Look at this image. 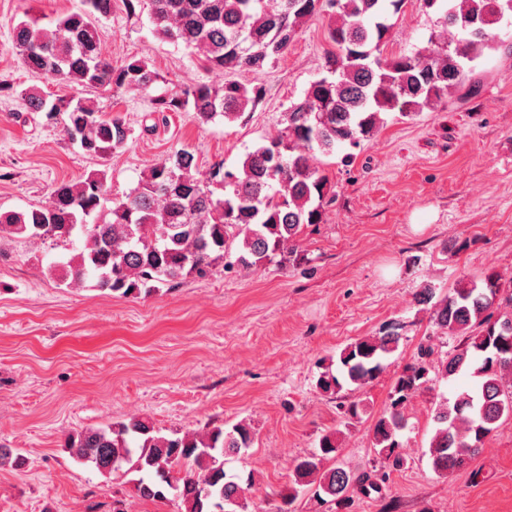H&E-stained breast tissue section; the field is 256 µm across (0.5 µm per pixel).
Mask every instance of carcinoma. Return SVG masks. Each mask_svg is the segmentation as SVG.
Here are the masks:
<instances>
[{
    "label": "carcinoma",
    "instance_id": "obj_1",
    "mask_svg": "<svg viewBox=\"0 0 512 512\" xmlns=\"http://www.w3.org/2000/svg\"><path fill=\"white\" fill-rule=\"evenodd\" d=\"M130 12L148 8L154 34L202 54L205 66L229 76L216 88L197 84L182 94L158 97L154 111L194 112L203 122L220 116L235 122L256 109L265 96L257 76L282 55L297 29L323 6L336 9L337 22L326 38L333 46L305 96L284 113L282 127L264 143L246 152L230 170L217 165L198 177L193 153L177 150L149 168L125 198L108 205L98 170L76 182L57 185L52 201L23 211L0 212V235L68 240L84 237L83 247L62 264L71 282L122 297L151 291V283L173 284L188 274H204L236 247L234 265L252 269L284 263L296 253L306 226L320 222L335 191L329 178L312 163V152L332 155L340 148L357 149L375 136L384 115H409L431 108L461 85L471 63L492 48L493 26L501 21L502 0H420L448 36L429 39L411 55L385 57L382 47L390 30L388 11L405 0H123ZM112 12V0H82V8L46 23L27 16L12 31V49L23 67L37 75L97 90L147 89L160 74L142 57L112 64L103 53L96 19ZM247 72L255 79H230ZM32 112L63 121L68 140L85 153L107 158L124 146L130 129L124 120L99 112L83 99L48 100L33 91L26 95ZM219 184L217 196L208 184ZM492 271L461 280L452 293L436 298L424 286L416 296L431 306L432 320L444 333L464 337L448 355L442 373L462 372L473 385L454 401L434 409V433L428 446L435 473L448 475L465 467L483 449L503 416L512 415V312L494 316L491 309L512 306V292ZM400 336L356 340L342 349L337 372H323L317 384L324 392L345 385L358 387L375 379L384 360L398 348ZM429 349L397 373L389 402L377 417L373 433L381 467L398 469L400 432L406 427L408 401L427 388ZM253 432L244 424L215 427L203 438L168 437L153 423L132 418L106 428L72 434L66 448L78 462L96 470L116 462L112 472L128 468L139 473L136 490L148 499L171 494L184 512H237L245 488L236 474L224 469V457L251 447ZM336 433L325 434L319 450L297 460V488L314 486L322 503L349 508V489L365 480L342 468L325 469L322 461L336 453ZM186 461L191 470L173 475Z\"/></svg>",
    "mask_w": 512,
    "mask_h": 512
}]
</instances>
